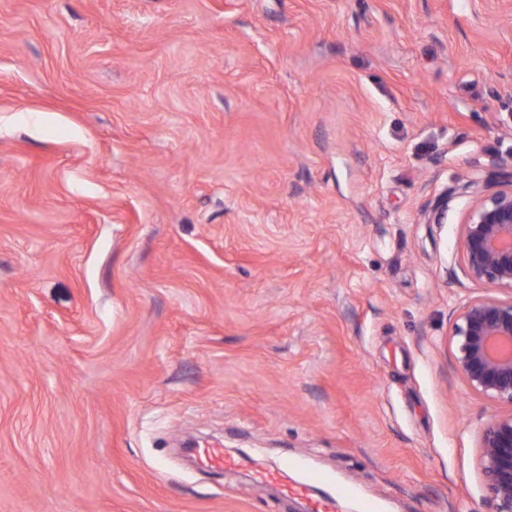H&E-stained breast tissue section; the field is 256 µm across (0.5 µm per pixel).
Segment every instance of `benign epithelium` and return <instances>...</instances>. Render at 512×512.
Masks as SVG:
<instances>
[{
    "mask_svg": "<svg viewBox=\"0 0 512 512\" xmlns=\"http://www.w3.org/2000/svg\"><path fill=\"white\" fill-rule=\"evenodd\" d=\"M464 272L508 294L469 302L452 324L457 371L469 387L512 406V188L477 192L462 224ZM486 512H512V413L493 418L481 439Z\"/></svg>",
    "mask_w": 512,
    "mask_h": 512,
    "instance_id": "benign-epithelium-1",
    "label": "benign epithelium"
}]
</instances>
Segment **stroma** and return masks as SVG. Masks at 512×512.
Wrapping results in <instances>:
<instances>
[{"label": "stroma", "instance_id": "obj_1", "mask_svg": "<svg viewBox=\"0 0 512 512\" xmlns=\"http://www.w3.org/2000/svg\"><path fill=\"white\" fill-rule=\"evenodd\" d=\"M509 187L512 0H0V512H484ZM461 248L466 276L508 298H478L458 313L455 366L472 390L512 406V187L475 193Z\"/></svg>", "mask_w": 512, "mask_h": 512}]
</instances>
